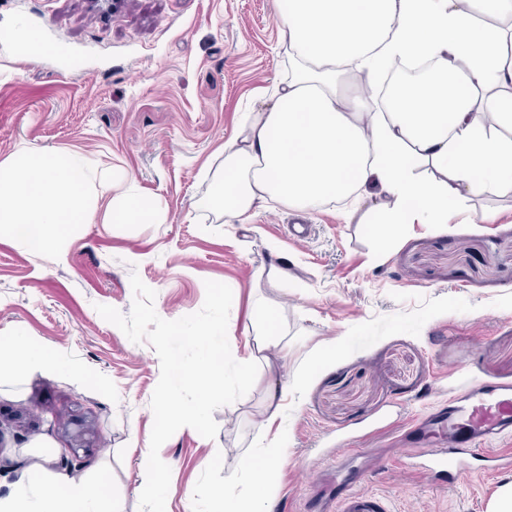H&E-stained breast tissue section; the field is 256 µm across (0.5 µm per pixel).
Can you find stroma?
<instances>
[{"mask_svg": "<svg viewBox=\"0 0 512 512\" xmlns=\"http://www.w3.org/2000/svg\"><path fill=\"white\" fill-rule=\"evenodd\" d=\"M20 23L35 42L14 39ZM281 27L275 0H0V162L21 149L79 150L113 172V195L133 178L167 215L113 224L99 206L95 223L49 256L0 233V335L55 357L49 371L0 375L1 497L31 465L59 475L70 453L63 424L87 414L99 437L71 478L107 476L109 500L139 512L160 361L96 310L129 312L134 272L166 320L198 311L205 281L232 287L228 340L241 358L253 305L272 303L288 332L284 379L310 374L265 431L246 421L265 396L261 374L214 411L215 438L183 427L166 441V512H224L225 475L251 492L240 459L270 441L282 450L275 512H322L340 477L386 498L390 512H487L512 481L511 471L436 487L399 468L391 431L366 433L397 407L414 415L447 400L460 383L512 381V196L463 201V216L405 225L389 242L337 204L304 215L274 204L242 224L207 206L225 140L288 75ZM300 225L303 243L292 237ZM337 336L345 352L319 359ZM25 409V426L8 421ZM351 432L358 452L332 457Z\"/></svg>", "mask_w": 512, "mask_h": 512, "instance_id": "1", "label": "stroma"}]
</instances>
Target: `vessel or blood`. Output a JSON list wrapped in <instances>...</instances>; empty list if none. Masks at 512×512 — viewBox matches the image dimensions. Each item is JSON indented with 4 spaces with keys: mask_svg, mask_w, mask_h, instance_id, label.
<instances>
[{
    "mask_svg": "<svg viewBox=\"0 0 512 512\" xmlns=\"http://www.w3.org/2000/svg\"><path fill=\"white\" fill-rule=\"evenodd\" d=\"M447 426L448 434L421 448L404 449V467L437 486L452 485L469 474V459L482 458L485 473H494L503 452L496 441L512 437V383H476L451 395L447 406L426 413L415 421L418 429ZM334 512H389L387 501L359 491L350 484L339 485L331 499Z\"/></svg>",
    "mask_w": 512,
    "mask_h": 512,
    "instance_id": "obj_1",
    "label": "vessel or blood"
}]
</instances>
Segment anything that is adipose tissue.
<instances>
[{
	"mask_svg": "<svg viewBox=\"0 0 512 512\" xmlns=\"http://www.w3.org/2000/svg\"><path fill=\"white\" fill-rule=\"evenodd\" d=\"M287 80L245 113L224 143V169L209 206L225 223L246 221L268 202L313 210L339 199L376 216L379 238L407 224H444L455 204L479 194H512V0H288L282 13ZM429 61L435 78L395 87L385 111L371 95H347L337 79L373 82L397 63ZM112 178L83 153L21 150L0 162V224L31 226L29 249L51 254L72 228L94 223ZM114 224H161L164 214L134 191L113 199ZM248 362L273 381L255 425L281 415L289 392L308 381H277L284 359L278 315L256 304ZM281 448L244 457L252 497L234 477L220 489L224 512H274L270 490ZM106 482L60 478L46 491L31 468L0 512H98Z\"/></svg>",
	"mask_w": 512,
	"mask_h": 512,
	"instance_id": "1",
	"label": "adipose tissue"
}]
</instances>
